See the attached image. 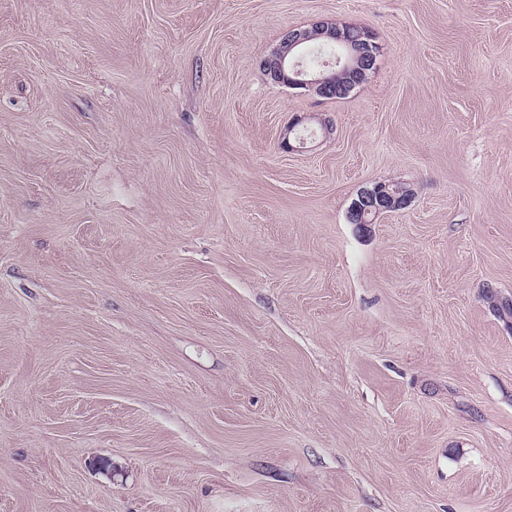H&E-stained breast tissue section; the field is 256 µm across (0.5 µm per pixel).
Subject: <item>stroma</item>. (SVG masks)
I'll return each mask as SVG.
<instances>
[{
  "mask_svg": "<svg viewBox=\"0 0 512 512\" xmlns=\"http://www.w3.org/2000/svg\"><path fill=\"white\" fill-rule=\"evenodd\" d=\"M507 303L512 0H0V512H512ZM377 46L365 28L345 25L337 30L335 22L316 21L310 28L286 30L279 44L262 60L263 72L274 84L325 99L336 90L337 75L358 70L366 74L361 66L375 69L380 53ZM314 48H329L331 52L309 65L306 57ZM409 193L396 188L387 190L378 185L364 188L353 202L349 220L358 224H372L382 214L404 208L408 204Z\"/></svg>",
  "mask_w": 512,
  "mask_h": 512,
  "instance_id": "obj_1",
  "label": "stroma"
}]
</instances>
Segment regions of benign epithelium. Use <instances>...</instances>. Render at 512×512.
Here are the masks:
<instances>
[{
	"mask_svg": "<svg viewBox=\"0 0 512 512\" xmlns=\"http://www.w3.org/2000/svg\"><path fill=\"white\" fill-rule=\"evenodd\" d=\"M379 53L369 30L351 25L338 29L336 23L321 20L305 29L286 30L262 65L273 83L324 98L336 90V76L376 66ZM408 200V193L395 188H365L353 202L349 220L373 224L380 215L404 208Z\"/></svg>",
	"mask_w": 512,
	"mask_h": 512,
	"instance_id": "obj_1",
	"label": "benign epithelium"
}]
</instances>
